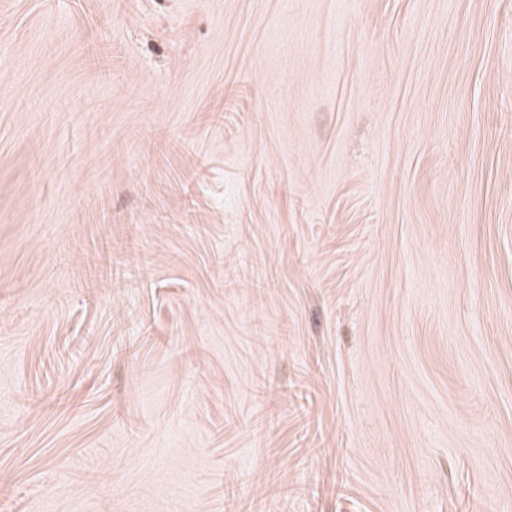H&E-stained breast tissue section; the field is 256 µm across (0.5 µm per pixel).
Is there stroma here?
<instances>
[{
	"label": "stroma",
	"mask_w": 512,
	"mask_h": 512,
	"mask_svg": "<svg viewBox=\"0 0 512 512\" xmlns=\"http://www.w3.org/2000/svg\"><path fill=\"white\" fill-rule=\"evenodd\" d=\"M0 512H512V0H0Z\"/></svg>",
	"instance_id": "35a3bbf8"
}]
</instances>
